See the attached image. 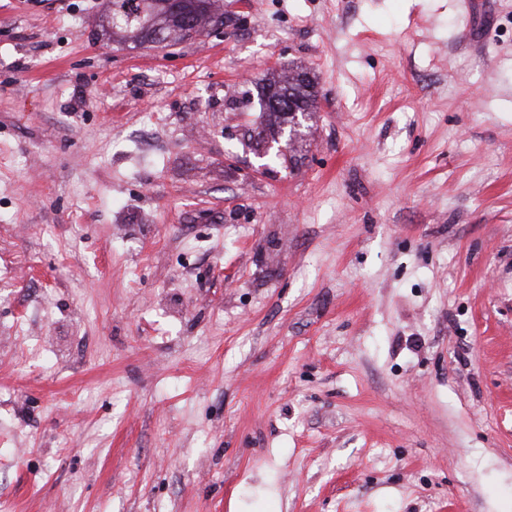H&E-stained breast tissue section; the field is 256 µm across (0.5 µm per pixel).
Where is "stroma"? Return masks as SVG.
Wrapping results in <instances>:
<instances>
[{"label": "stroma", "instance_id": "stroma-1", "mask_svg": "<svg viewBox=\"0 0 512 512\" xmlns=\"http://www.w3.org/2000/svg\"><path fill=\"white\" fill-rule=\"evenodd\" d=\"M105 10L0 0V512H512V0ZM194 1V11L181 12L176 29H158L157 25L166 23L168 12L175 3L169 0H108L107 11L112 19V34L119 35V42L129 48L155 47L154 44L172 46L195 35H201L224 24V11L217 7V0ZM165 16V17H163ZM183 17H188L191 26L185 27ZM115 30V31H114ZM194 35L190 34V31ZM263 97L268 116L274 122L289 125V132L294 129L300 121H296L298 116L310 117L316 111V91L314 83L305 71H295L288 74V79L284 81H269L263 86ZM279 98L278 105H274L272 100ZM288 101L294 106V110L288 108Z\"/></svg>", "mask_w": 512, "mask_h": 512}]
</instances>
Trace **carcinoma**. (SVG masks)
Returning <instances> with one entry per match:
<instances>
[{
	"label": "carcinoma",
	"mask_w": 512,
	"mask_h": 512,
	"mask_svg": "<svg viewBox=\"0 0 512 512\" xmlns=\"http://www.w3.org/2000/svg\"><path fill=\"white\" fill-rule=\"evenodd\" d=\"M169 0H107L108 17L119 42L129 48H148L156 44L175 45L192 35H201L224 25V11L217 0H194V10L180 13L188 17L191 26L179 24L178 29H162L157 25L167 21ZM268 116L294 129L297 118L309 117L316 111L314 83L305 71H296L284 81H270L263 86Z\"/></svg>",
	"instance_id": "obj_1"
}]
</instances>
